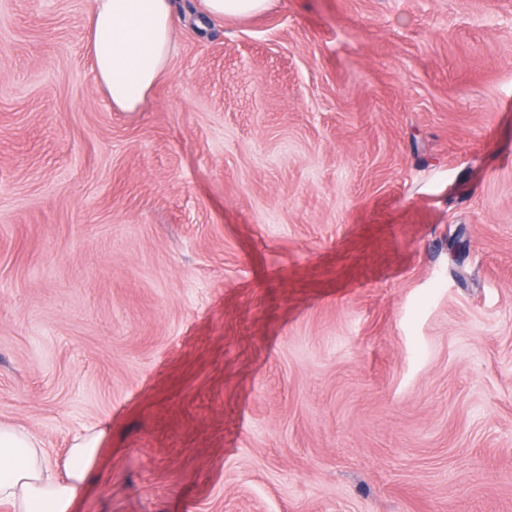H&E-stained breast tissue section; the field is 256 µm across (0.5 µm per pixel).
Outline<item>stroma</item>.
<instances>
[{
	"label": "stroma",
	"mask_w": 512,
	"mask_h": 512,
	"mask_svg": "<svg viewBox=\"0 0 512 512\" xmlns=\"http://www.w3.org/2000/svg\"><path fill=\"white\" fill-rule=\"evenodd\" d=\"M172 5L118 112L0 0V423L74 512H512V0ZM275 0H204L205 12L210 17L235 19L262 14Z\"/></svg>",
	"instance_id": "1"
}]
</instances>
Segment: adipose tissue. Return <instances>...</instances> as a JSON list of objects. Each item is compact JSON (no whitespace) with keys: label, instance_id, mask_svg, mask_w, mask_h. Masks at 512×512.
<instances>
[{"label":"adipose tissue","instance_id":"1","mask_svg":"<svg viewBox=\"0 0 512 512\" xmlns=\"http://www.w3.org/2000/svg\"><path fill=\"white\" fill-rule=\"evenodd\" d=\"M88 34L97 82L113 108L140 111L169 63L171 0H95ZM100 440L97 432L74 439L67 476L61 479L35 436L0 423V503L12 512H72L97 461Z\"/></svg>","mask_w":512,"mask_h":512}]
</instances>
